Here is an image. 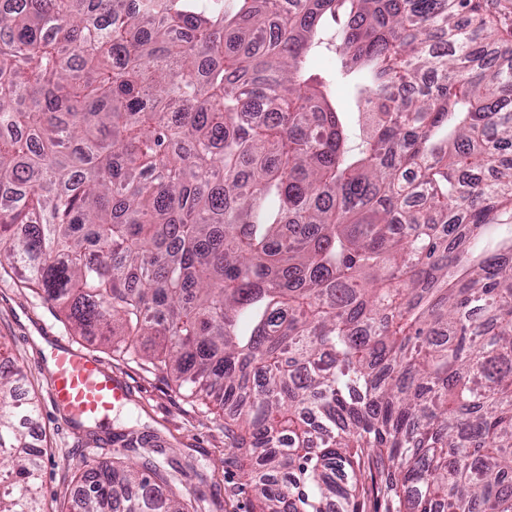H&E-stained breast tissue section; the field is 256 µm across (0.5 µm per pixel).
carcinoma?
Wrapping results in <instances>:
<instances>
[{
	"label": "carcinoma",
	"mask_w": 512,
	"mask_h": 512,
	"mask_svg": "<svg viewBox=\"0 0 512 512\" xmlns=\"http://www.w3.org/2000/svg\"><path fill=\"white\" fill-rule=\"evenodd\" d=\"M256 3L0 6V268L217 402L258 512L372 468L386 512H512V48L474 0ZM37 414L0 359V512H43ZM78 482L199 512L148 451Z\"/></svg>",
	"instance_id": "obj_1"
}]
</instances>
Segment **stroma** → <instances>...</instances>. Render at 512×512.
<instances>
[{
  "instance_id": "35a3bbf8",
  "label": "stroma",
  "mask_w": 512,
  "mask_h": 512,
  "mask_svg": "<svg viewBox=\"0 0 512 512\" xmlns=\"http://www.w3.org/2000/svg\"><path fill=\"white\" fill-rule=\"evenodd\" d=\"M100 356L129 386L127 400L102 424H63L48 399L50 370L46 337ZM0 345L22 366L38 403L37 433L45 449L41 480L45 512H64L74 497L72 476L83 463L111 464L121 453L113 434L129 431L157 436L176 458L191 460L196 477L176 483L186 497L201 498L204 512H250L249 460L225 448L224 413L205 397H188L158 370L113 356L99 342L72 335L63 322L10 270L0 269Z\"/></svg>"
}]
</instances>
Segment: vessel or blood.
Listing matches in <instances>:
<instances>
[{
  "instance_id": "b4317fda",
  "label": "vessel or blood",
  "mask_w": 512,
  "mask_h": 512,
  "mask_svg": "<svg viewBox=\"0 0 512 512\" xmlns=\"http://www.w3.org/2000/svg\"><path fill=\"white\" fill-rule=\"evenodd\" d=\"M51 359L49 399L66 421H107L126 400L127 384L112 376L98 357L63 345L53 347Z\"/></svg>"
}]
</instances>
